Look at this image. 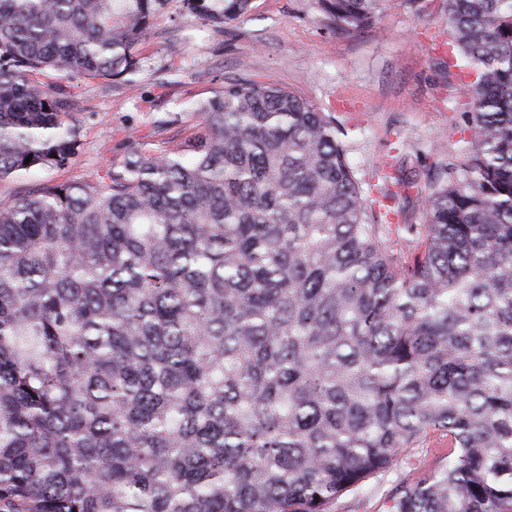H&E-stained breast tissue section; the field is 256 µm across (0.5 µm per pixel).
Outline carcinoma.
Segmentation results:
<instances>
[{"label": "carcinoma", "mask_w": 512, "mask_h": 512, "mask_svg": "<svg viewBox=\"0 0 512 512\" xmlns=\"http://www.w3.org/2000/svg\"><path fill=\"white\" fill-rule=\"evenodd\" d=\"M167 2L0 0V181L72 162L69 82L136 74ZM183 2L222 31L253 0ZM387 2L317 0L342 33ZM447 36L469 135L419 224L243 78L173 149L0 199V512H332L432 435L388 512H512V0H448Z\"/></svg>", "instance_id": "carcinoma-1"}]
</instances>
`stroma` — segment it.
Segmentation results:
<instances>
[{"label": "stroma", "mask_w": 512, "mask_h": 512, "mask_svg": "<svg viewBox=\"0 0 512 512\" xmlns=\"http://www.w3.org/2000/svg\"><path fill=\"white\" fill-rule=\"evenodd\" d=\"M447 27L446 0H388L375 27L352 35L327 27L317 0H253L243 21L219 33L184 11L181 0H170L132 82L70 81L81 140L72 163L0 181V198L105 171L136 138L158 152L187 141L195 131L193 105L241 77L277 84L330 113L347 131L348 157L361 181L396 153L426 191L427 172L456 154L460 105L468 100L448 57ZM442 454L434 446L400 451L387 473L347 493L333 512H387L392 488L437 470Z\"/></svg>", "instance_id": "stroma-1"}]
</instances>
